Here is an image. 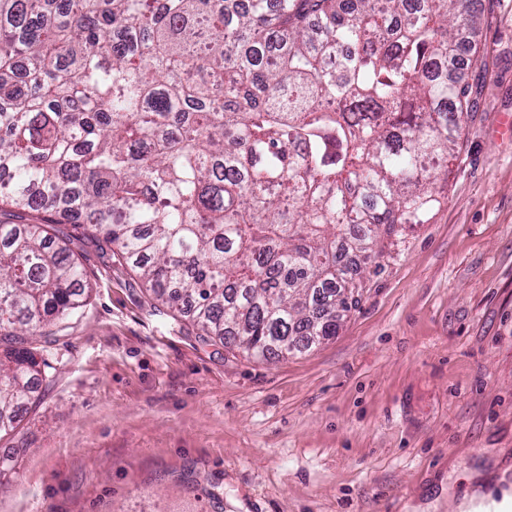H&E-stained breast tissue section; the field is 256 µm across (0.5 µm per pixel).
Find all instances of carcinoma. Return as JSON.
<instances>
[{
    "instance_id": "carcinoma-1",
    "label": "carcinoma",
    "mask_w": 512,
    "mask_h": 512,
    "mask_svg": "<svg viewBox=\"0 0 512 512\" xmlns=\"http://www.w3.org/2000/svg\"><path fill=\"white\" fill-rule=\"evenodd\" d=\"M478 0H0V439L37 336L86 304L84 219L153 297L249 356L359 302L353 258L427 224L460 153Z\"/></svg>"
}]
</instances>
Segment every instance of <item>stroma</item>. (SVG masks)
Returning <instances> with one entry per match:
<instances>
[{
  "mask_svg": "<svg viewBox=\"0 0 512 512\" xmlns=\"http://www.w3.org/2000/svg\"><path fill=\"white\" fill-rule=\"evenodd\" d=\"M480 8L446 201L310 350L202 342L103 236L58 225L92 295L40 342L0 512H463L478 483L512 491V0Z\"/></svg>",
  "mask_w": 512,
  "mask_h": 512,
  "instance_id": "1",
  "label": "stroma"
}]
</instances>
